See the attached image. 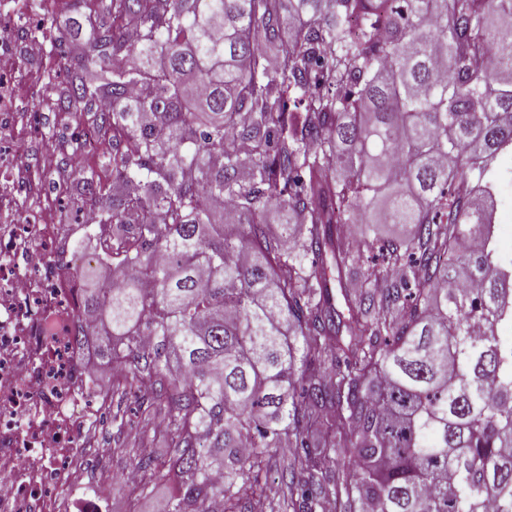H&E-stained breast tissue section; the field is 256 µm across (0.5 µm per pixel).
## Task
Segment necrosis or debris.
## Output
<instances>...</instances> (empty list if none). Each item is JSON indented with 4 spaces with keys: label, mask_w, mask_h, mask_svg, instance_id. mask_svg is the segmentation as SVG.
<instances>
[{
    "label": "necrosis or debris",
    "mask_w": 512,
    "mask_h": 512,
    "mask_svg": "<svg viewBox=\"0 0 512 512\" xmlns=\"http://www.w3.org/2000/svg\"><path fill=\"white\" fill-rule=\"evenodd\" d=\"M29 14L0 12V151H9L0 154V512H106L111 481L90 487L78 473L112 402L104 376L118 368L75 339L85 321L80 283L60 271L63 225L48 208L39 223L26 221L36 175L21 161L22 102L9 62L23 54L36 66L48 52Z\"/></svg>",
    "instance_id": "4bbe7bcc"
}]
</instances>
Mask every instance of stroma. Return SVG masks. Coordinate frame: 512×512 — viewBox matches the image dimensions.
Instances as JSON below:
<instances>
[{"label":"stroma","instance_id":"stroma-1","mask_svg":"<svg viewBox=\"0 0 512 512\" xmlns=\"http://www.w3.org/2000/svg\"><path fill=\"white\" fill-rule=\"evenodd\" d=\"M33 23L51 37L67 34L65 49L50 46L42 71H33L25 57H18L15 66L24 83L36 85V93L25 98V111L35 113V129L30 136L25 157L27 168L40 171L46 198L52 199L57 210L74 206L88 209L92 205L90 194L78 184V169H93L94 187L107 189L112 183V168L101 161L102 155L111 153L112 139L104 137L101 147L89 151H77L72 138L73 130L87 122L85 112L60 111L53 107L48 96V81L60 75L64 65L63 54H76L82 46L86 32L85 16L72 5V0H57L48 10L33 8ZM57 156L55 166L43 170V158L47 152ZM112 413L130 418V425L117 428L114 422L97 429L87 451L81 476L83 480L97 483L107 478L118 481L112 493L110 512H150L155 499H171L172 489L160 485L150 491L138 492L136 485L121 484V477L134 469L138 460L146 456L165 453L163 412L152 391L142 392L140 397L121 393L112 396Z\"/></svg>","mask_w":512,"mask_h":512}]
</instances>
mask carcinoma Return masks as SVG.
Masks as SVG:
<instances>
[{
    "instance_id": "carcinoma-1",
    "label": "carcinoma",
    "mask_w": 512,
    "mask_h": 512,
    "mask_svg": "<svg viewBox=\"0 0 512 512\" xmlns=\"http://www.w3.org/2000/svg\"><path fill=\"white\" fill-rule=\"evenodd\" d=\"M81 2L50 92L112 131L87 228L123 282L80 315L165 403L139 491L237 512L286 448L282 512H512V0ZM501 195L503 198V215L505 218V222H503V224H510L512 222V182H505L502 184ZM503 224H495L496 236L499 242L500 249L502 247L507 248L508 246H510V239L508 235L502 233L501 225ZM508 254L510 256L512 255L511 246L508 249Z\"/></svg>"
}]
</instances>
